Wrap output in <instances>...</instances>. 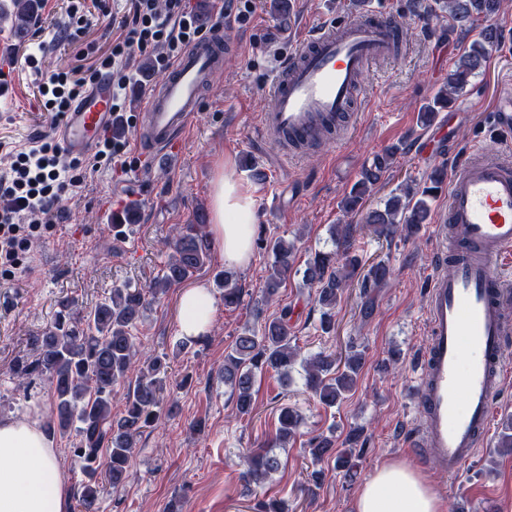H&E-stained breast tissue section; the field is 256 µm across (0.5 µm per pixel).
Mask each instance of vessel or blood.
<instances>
[{"label": "vessel or blood", "mask_w": 512, "mask_h": 512, "mask_svg": "<svg viewBox=\"0 0 512 512\" xmlns=\"http://www.w3.org/2000/svg\"><path fill=\"white\" fill-rule=\"evenodd\" d=\"M399 31L371 7L341 24L323 23L282 60L268 83L271 107L258 130L294 161L322 141L352 134L365 76L394 56ZM234 30L219 28L194 43L148 97L136 138L152 162H172L178 144L211 88L223 58L236 51ZM112 79L101 76L57 127L66 156L91 153L116 123ZM489 134L512 139V77L498 88ZM433 235L448 248L430 278L428 341L414 399L423 415L418 446L443 474H456L489 436L512 345V151L472 144L448 174V202Z\"/></svg>", "instance_id": "b4317fda"}]
</instances>
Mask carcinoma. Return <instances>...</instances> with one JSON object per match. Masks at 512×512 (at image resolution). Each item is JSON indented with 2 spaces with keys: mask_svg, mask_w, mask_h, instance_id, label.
Returning a JSON list of instances; mask_svg holds the SVG:
<instances>
[{
  "mask_svg": "<svg viewBox=\"0 0 512 512\" xmlns=\"http://www.w3.org/2000/svg\"><path fill=\"white\" fill-rule=\"evenodd\" d=\"M38 2L13 0L11 17L17 30L28 27L36 15ZM505 5L506 0H442V9L448 11V17L461 28L471 26L480 18L498 15ZM498 39L495 28L487 26L483 29L480 38L460 59L447 89L441 90L433 103L419 112L421 126L432 125L438 108L466 88L470 77L485 63ZM393 157L394 152L387 151L363 172L361 180L344 199V210L354 212L359 208L366 193L392 164ZM444 175L443 167H434L429 176L431 185L390 197L384 208L366 211L363 222L387 239L397 234L407 240L417 237L430 216L428 198ZM356 232L357 227L352 224L334 227L335 248L316 253L303 272L304 282L314 290L315 306L320 311V329L325 334L335 331L336 305L360 267V260L354 253ZM171 248L170 261L149 286V295L137 289L114 288L108 300L85 315L73 311L67 303L62 304L67 313L58 316L43 335L29 338L37 358L17 365L20 375L37 372L45 376L50 385L54 410L47 422V430L63 435L73 431L78 438L75 455L81 460L86 476V480L73 488L72 498L78 512H96L100 493L98 475H103L114 489L126 483L138 438L157 422L163 408L167 362L155 357L140 363L132 329L152 302L209 265L211 241L205 225L183 224L176 228ZM267 249L273 260L267 268L262 288L265 302L278 295L291 275L294 263V245L284 239L269 242ZM390 276L391 268L384 261L372 264L363 274L360 281L362 314H369L370 289L381 287ZM217 286L224 289V306L241 303V290L233 282L231 273H224ZM291 320L292 311L282 308L278 316L265 321L261 334L244 329L225 355L224 384L230 386L232 395L236 396L239 414L247 415L251 410L257 375L272 370L286 379L288 368L298 361L306 368V387L322 405L333 407L355 390L364 365V352L349 345L344 369L337 371L333 370L335 361L321 353L303 357L296 344ZM134 371L139 376L126 394L125 413L114 420L113 387L125 382ZM297 425L298 416L288 408L282 409L274 443L283 444L294 435ZM309 446L310 455L316 462L332 455L333 441L322 434L312 437ZM278 467L274 457L259 453L249 455L246 488L260 486Z\"/></svg>",
  "mask_w": 512,
  "mask_h": 512,
  "instance_id": "1",
  "label": "carcinoma"
}]
</instances>
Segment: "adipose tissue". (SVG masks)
Masks as SVG:
<instances>
[{
  "instance_id": "obj_1",
  "label": "adipose tissue",
  "mask_w": 512,
  "mask_h": 512,
  "mask_svg": "<svg viewBox=\"0 0 512 512\" xmlns=\"http://www.w3.org/2000/svg\"><path fill=\"white\" fill-rule=\"evenodd\" d=\"M213 247L226 267H247L253 254L255 200L229 165H219L211 183ZM216 302L202 285L180 298L178 333L210 332ZM68 489L59 471L52 439L40 421L0 420V512H67ZM355 512H444L441 498L421 473L401 464L377 468L360 487Z\"/></svg>"
}]
</instances>
